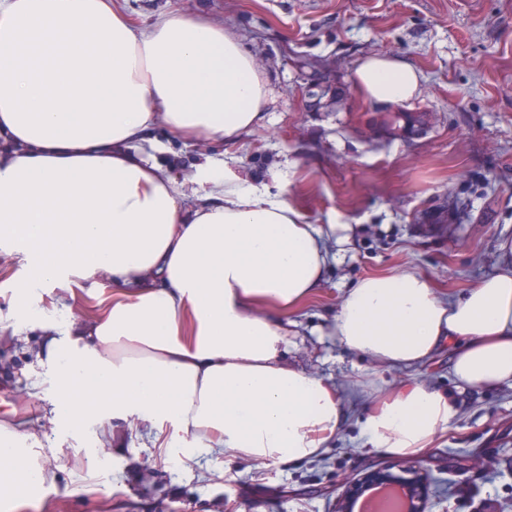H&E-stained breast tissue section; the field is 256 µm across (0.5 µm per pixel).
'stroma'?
I'll return each mask as SVG.
<instances>
[{
	"mask_svg": "<svg viewBox=\"0 0 512 512\" xmlns=\"http://www.w3.org/2000/svg\"><path fill=\"white\" fill-rule=\"evenodd\" d=\"M141 25L185 13L223 26L251 53L270 91L264 122L220 143L151 140L174 154L172 177L187 206L200 204L193 166L201 156L287 199L313 224H345L352 244L295 314L287 361L330 382L347 420L330 448L294 467L200 455L170 469L145 425L115 422L65 433L54 383L38 364L39 322L87 327L112 283L95 296L79 285L40 287L38 308L18 332L0 324V425L28 436L43 470L42 501L22 512H336L345 481L391 457L366 448L368 406L418 379L453 395L458 413L425 467L438 480L430 512H512V383L461 391L447 351L410 370L348 353L329 336L346 290L363 276L412 269L454 297L497 269L496 243L512 231V0H116ZM395 56L424 75L406 110L424 113L417 137L370 131L384 106L358 95L356 67ZM339 90L344 105L312 106L307 88ZM445 209L447 228L422 219Z\"/></svg>",
	"mask_w": 512,
	"mask_h": 512,
	"instance_id": "obj_1",
	"label": "stroma"
}]
</instances>
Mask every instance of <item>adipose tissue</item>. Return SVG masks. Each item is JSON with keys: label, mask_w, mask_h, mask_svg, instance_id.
Returning a JSON list of instances; mask_svg holds the SVG:
<instances>
[{"label": "adipose tissue", "mask_w": 512, "mask_h": 512, "mask_svg": "<svg viewBox=\"0 0 512 512\" xmlns=\"http://www.w3.org/2000/svg\"><path fill=\"white\" fill-rule=\"evenodd\" d=\"M421 74L370 56L353 85L403 104ZM267 85L223 27L170 13L149 27L115 0H0V251L22 255L26 286L109 279L112 301L86 340L49 336L40 354L65 424L145 422L170 458L201 453L294 466L343 428L332 384L287 364L294 314L348 245L290 202L219 166L196 164L191 209L143 155L162 130L200 142L261 125ZM500 266L459 296H438L415 270L370 274L346 289L329 333L386 367L414 368L442 347L462 389L512 382V234ZM457 414L445 391L412 380L378 398L361 424L367 447L428 458ZM25 454L0 448V497L27 498Z\"/></svg>", "instance_id": "adipose-tissue-1"}]
</instances>
